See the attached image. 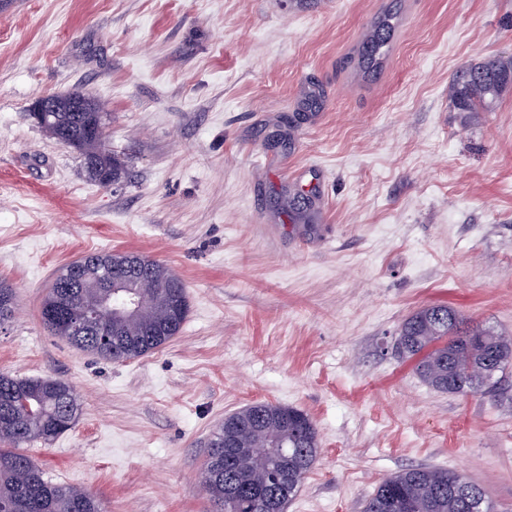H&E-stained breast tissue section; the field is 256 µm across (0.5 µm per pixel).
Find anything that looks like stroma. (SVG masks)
Listing matches in <instances>:
<instances>
[{
    "instance_id": "obj_1",
    "label": "stroma",
    "mask_w": 512,
    "mask_h": 512,
    "mask_svg": "<svg viewBox=\"0 0 512 512\" xmlns=\"http://www.w3.org/2000/svg\"><path fill=\"white\" fill-rule=\"evenodd\" d=\"M387 8L389 54L362 73ZM494 56H512V0H0V372L82 400L74 428L25 447L46 477L103 512H212L211 433L269 402L319 434L286 512H364L417 465L512 512V368L495 393H441L393 349L439 302L512 334V89L487 112L449 96ZM74 89L106 112L123 182L91 180L32 118ZM93 251L167 264L189 296L181 333L126 362L49 335L56 271Z\"/></svg>"
}]
</instances>
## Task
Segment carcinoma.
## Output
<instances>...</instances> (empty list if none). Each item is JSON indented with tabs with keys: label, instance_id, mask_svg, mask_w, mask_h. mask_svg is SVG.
<instances>
[{
	"label": "carcinoma",
	"instance_id": "cac0c4a2",
	"mask_svg": "<svg viewBox=\"0 0 512 512\" xmlns=\"http://www.w3.org/2000/svg\"><path fill=\"white\" fill-rule=\"evenodd\" d=\"M395 30L394 17L384 14L362 43L359 66L378 68ZM512 87V56L485 59L457 70L450 84L460 112H485ZM79 98L88 112H52L40 125L47 136L69 144L83 157L88 175L101 184L120 182L127 174L123 159L106 146L105 115L79 90L57 97L62 103ZM77 282L60 288L51 282L40 309L43 325L68 339L77 349L112 361L143 357L179 335L190 310L182 280L166 264L143 255L98 252L82 257ZM128 268L130 285L148 283L143 304L130 320L116 322L107 312L83 336L70 335L64 315L72 314L101 291L108 268ZM13 288L0 281V325L14 312ZM121 339L114 353L101 331ZM496 361L487 362L489 352ZM399 356L415 360V372L429 387L449 394L496 388L499 374L512 367V336L492 327L464 326L446 304L427 305L403 324L396 342ZM79 396L66 381L18 378L0 373V512H102L90 492L53 483L24 453L21 445L49 443L72 429L78 419ZM319 456L318 433L303 411L257 402L224 417L208 442L202 472L203 488L216 512H286ZM464 493L453 486L452 474L434 467L403 469L383 480L367 501L365 512H493L476 484Z\"/></svg>",
	"mask_w": 512,
	"mask_h": 512
}]
</instances>
